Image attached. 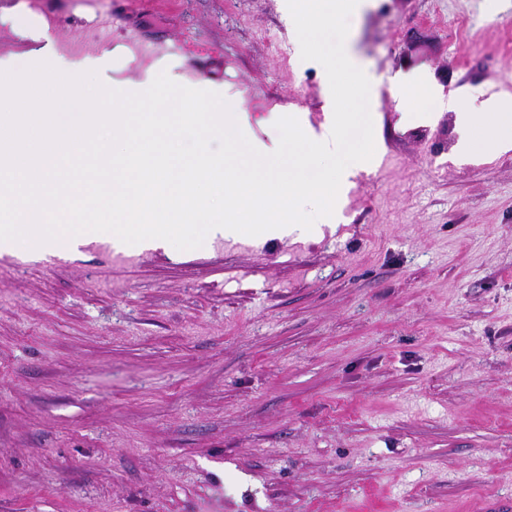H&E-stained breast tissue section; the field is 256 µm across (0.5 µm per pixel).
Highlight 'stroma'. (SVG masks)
<instances>
[{"instance_id": "35a3bbf8", "label": "stroma", "mask_w": 512, "mask_h": 512, "mask_svg": "<svg viewBox=\"0 0 512 512\" xmlns=\"http://www.w3.org/2000/svg\"><path fill=\"white\" fill-rule=\"evenodd\" d=\"M113 78L184 58L257 136L324 119L281 0H0ZM376 167L335 232L131 251L0 253V512H512V151H452L437 91L512 95V0H371Z\"/></svg>"}]
</instances>
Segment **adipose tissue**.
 <instances>
[{"label": "adipose tissue", "mask_w": 512, "mask_h": 512, "mask_svg": "<svg viewBox=\"0 0 512 512\" xmlns=\"http://www.w3.org/2000/svg\"><path fill=\"white\" fill-rule=\"evenodd\" d=\"M454 111L456 154L477 158L512 150V96L482 98L480 92L463 90L449 97Z\"/></svg>", "instance_id": "1"}]
</instances>
